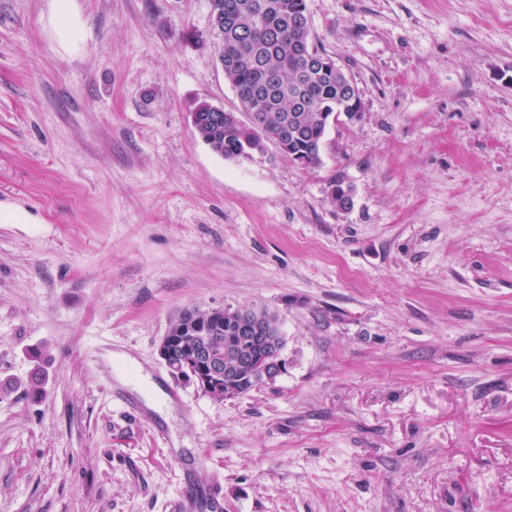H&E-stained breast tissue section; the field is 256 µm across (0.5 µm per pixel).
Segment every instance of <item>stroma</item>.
<instances>
[{
  "instance_id": "35a3bbf8",
  "label": "stroma",
  "mask_w": 512,
  "mask_h": 512,
  "mask_svg": "<svg viewBox=\"0 0 512 512\" xmlns=\"http://www.w3.org/2000/svg\"><path fill=\"white\" fill-rule=\"evenodd\" d=\"M360 122L306 168L214 153L210 0H0V512H512V0H306ZM353 187L342 211L330 184ZM258 303L286 373L176 381L192 308ZM47 356L40 395L33 352ZM54 19L56 31L60 39L63 42H68L73 37L75 31L71 0H55Z\"/></svg>"
}]
</instances>
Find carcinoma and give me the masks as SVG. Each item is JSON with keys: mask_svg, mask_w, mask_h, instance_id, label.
<instances>
[{"mask_svg": "<svg viewBox=\"0 0 512 512\" xmlns=\"http://www.w3.org/2000/svg\"><path fill=\"white\" fill-rule=\"evenodd\" d=\"M212 5L218 58L248 121L202 102L194 108L198 135L226 159H250L270 142L307 167L320 164L328 129L346 123V116L336 73H306L292 51L302 42L306 52L326 56L313 43L311 29H288V13L307 11L306 0H212ZM284 128L286 146L279 142ZM230 313L224 310V319L209 324L214 335H237Z\"/></svg>", "mask_w": 512, "mask_h": 512, "instance_id": "carcinoma-1", "label": "carcinoma"}]
</instances>
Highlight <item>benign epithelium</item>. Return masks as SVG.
<instances>
[{"mask_svg": "<svg viewBox=\"0 0 512 512\" xmlns=\"http://www.w3.org/2000/svg\"><path fill=\"white\" fill-rule=\"evenodd\" d=\"M348 111L358 121L363 104L357 84L348 76L341 81ZM238 319V335L223 341L218 336H188L185 328L167 332L160 340L158 354L162 364L175 378L195 385L215 398L238 396L235 382L265 371L275 379L285 373L287 360L282 338L269 335V316L256 304L234 308Z\"/></svg>", "mask_w": 512, "mask_h": 512, "instance_id": "7a95c632", "label": "benign epithelium"}]
</instances>
